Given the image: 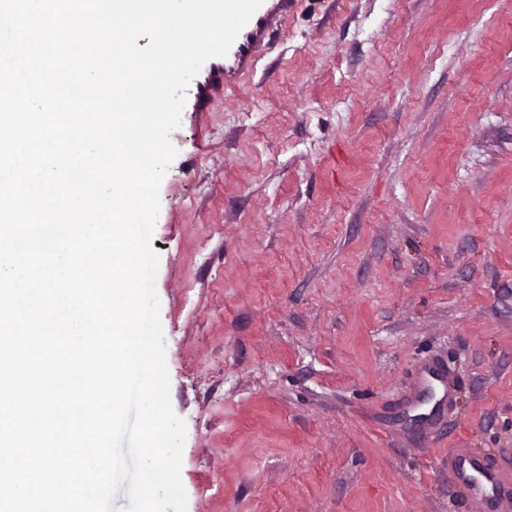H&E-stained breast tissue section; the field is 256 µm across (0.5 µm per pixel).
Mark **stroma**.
I'll use <instances>...</instances> for the list:
<instances>
[{
  "mask_svg": "<svg viewBox=\"0 0 512 512\" xmlns=\"http://www.w3.org/2000/svg\"><path fill=\"white\" fill-rule=\"evenodd\" d=\"M170 139L186 512H469L449 449L512 471V0H296Z\"/></svg>",
  "mask_w": 512,
  "mask_h": 512,
  "instance_id": "35a3bbf8",
  "label": "stroma"
}]
</instances>
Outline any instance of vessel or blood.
I'll list each match as a JSON object with an SVG mask.
<instances>
[{
    "mask_svg": "<svg viewBox=\"0 0 512 512\" xmlns=\"http://www.w3.org/2000/svg\"><path fill=\"white\" fill-rule=\"evenodd\" d=\"M293 0H263L223 57L207 60L201 67L187 99L207 110L218 97L248 75L259 60L266 40L278 28ZM448 473L464 494L471 512H503L512 504V474L502 472L482 453L469 448L448 451Z\"/></svg>",
    "mask_w": 512,
    "mask_h": 512,
    "instance_id": "b4317fda",
    "label": "vessel or blood"
}]
</instances>
